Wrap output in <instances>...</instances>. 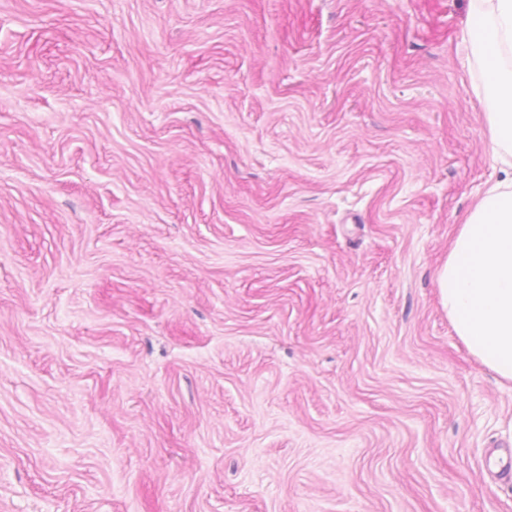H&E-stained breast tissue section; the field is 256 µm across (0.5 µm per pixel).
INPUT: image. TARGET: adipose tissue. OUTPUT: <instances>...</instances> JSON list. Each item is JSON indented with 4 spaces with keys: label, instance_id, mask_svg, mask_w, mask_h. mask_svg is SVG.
Wrapping results in <instances>:
<instances>
[{
    "label": "adipose tissue",
    "instance_id": "adipose-tissue-1",
    "mask_svg": "<svg viewBox=\"0 0 512 512\" xmlns=\"http://www.w3.org/2000/svg\"><path fill=\"white\" fill-rule=\"evenodd\" d=\"M474 45L487 83L492 159L512 171V0H475ZM437 285L470 354L512 385V178L490 187L457 228Z\"/></svg>",
    "mask_w": 512,
    "mask_h": 512
}]
</instances>
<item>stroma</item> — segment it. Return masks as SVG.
I'll list each match as a JSON object with an SVG mask.
<instances>
[{
  "label": "stroma",
  "mask_w": 512,
  "mask_h": 512,
  "mask_svg": "<svg viewBox=\"0 0 512 512\" xmlns=\"http://www.w3.org/2000/svg\"><path fill=\"white\" fill-rule=\"evenodd\" d=\"M472 6L0 0V512H512Z\"/></svg>",
  "instance_id": "stroma-1"
}]
</instances>
